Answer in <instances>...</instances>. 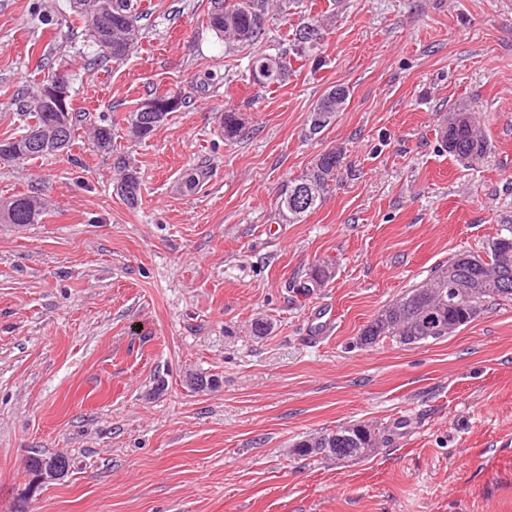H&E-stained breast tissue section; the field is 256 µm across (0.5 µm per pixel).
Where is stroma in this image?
Masks as SVG:
<instances>
[{"label":"stroma","mask_w":512,"mask_h":512,"mask_svg":"<svg viewBox=\"0 0 512 512\" xmlns=\"http://www.w3.org/2000/svg\"><path fill=\"white\" fill-rule=\"evenodd\" d=\"M141 8V46L96 65L69 0H0V139L52 68L84 115L62 152L0 164V199L48 202L41 223L0 224V512H512V299L438 341L357 342L512 218V0H316L336 13L324 65L271 89L207 29L210 0ZM337 84L346 108L309 138ZM155 88L186 103L133 138ZM457 106L488 141L470 162L443 143ZM227 109L244 139L222 138ZM102 122L109 153L89 135ZM332 147L335 190L283 223L281 186ZM121 159L135 207L113 193ZM323 260L330 281L300 293ZM355 421L384 434L375 456L293 454ZM36 455L68 473L31 486ZM350 91L343 85L328 88L318 99L309 115V137L321 134L336 119V113L345 109Z\"/></svg>","instance_id":"stroma-1"}]
</instances>
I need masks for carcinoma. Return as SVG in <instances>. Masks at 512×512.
I'll return each instance as SVG.
<instances>
[{"instance_id":"obj_1","label":"carcinoma","mask_w":512,"mask_h":512,"mask_svg":"<svg viewBox=\"0 0 512 512\" xmlns=\"http://www.w3.org/2000/svg\"><path fill=\"white\" fill-rule=\"evenodd\" d=\"M71 0L77 19L97 50V58L122 61L138 46L143 37L138 25L141 16L139 0ZM299 0H212L207 27L227 45L250 49L268 40L270 13L287 12ZM331 19L309 18L292 29L288 52L305 60L315 68L322 64L323 40L330 34ZM249 78H261V87L282 85L289 76L290 62L285 53L277 50L256 53L250 57ZM61 76L58 71L47 75L35 92L26 96L24 125L21 132L0 140V159L6 162L20 159H38L66 149L75 132L78 115L73 112L71 100L64 107L46 96L47 88ZM350 91L343 85L328 88L318 99L309 115L308 135L316 137L336 119V113L345 109ZM186 104V96L179 91H155L130 112L129 133L137 138L149 137L170 113ZM220 134L232 142L243 136L245 122L233 111L222 113ZM37 133L47 137L39 152L28 150L30 139ZM112 126L95 125L92 128L93 145L98 151H112ZM443 139L448 153L460 161H469L483 155L487 140L470 113L460 107L449 119ZM343 163V152L331 148L319 154L312 167L283 184L278 196L279 217L290 223L320 208L327 195L336 187V175ZM141 180L131 169L122 174L115 185L118 194L128 205L138 204ZM46 209L44 199L36 192L0 200V224H36ZM331 278V265L326 262L311 267L306 280L300 284L305 292L319 288ZM458 286V297L452 306H444L448 331L436 335L445 338L478 317L475 309L483 308L491 298L512 299V221L502 225L488 244L485 254H459L439 265L426 284L408 289L393 304L379 312L362 329L363 345H373L391 339L404 346L423 343L416 320L424 312L441 303V294L448 292V280ZM333 432L326 431L303 439L294 445L298 456H318L326 451Z\"/></svg>"}]
</instances>
